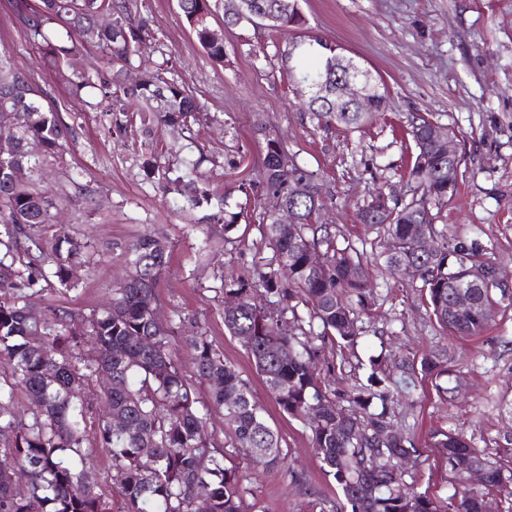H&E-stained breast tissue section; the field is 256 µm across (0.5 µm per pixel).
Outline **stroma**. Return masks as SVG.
<instances>
[{
	"label": "stroma",
	"mask_w": 512,
	"mask_h": 512,
	"mask_svg": "<svg viewBox=\"0 0 512 512\" xmlns=\"http://www.w3.org/2000/svg\"><path fill=\"white\" fill-rule=\"evenodd\" d=\"M224 2L211 0V22L224 39L225 58L217 64L198 44L176 0H138L179 77L198 90L204 105L193 139L177 128L156 131L158 165L204 150L203 179L236 209L246 204L236 185L256 177L263 135L276 134L301 164L317 172L327 223L335 225L338 237L358 244L376 232L355 223L357 204L379 187L406 193L402 174L413 151L406 125L410 114L426 113L457 134L466 171L458 194L442 209L444 223L456 236L488 246L492 260L512 271V0H300L307 31L339 45L389 91L386 122L350 132L315 127L288 90L278 52L302 32L247 22L225 26ZM2 48L19 68L34 73L76 131L63 156L42 165L37 185L54 202L57 220L43 229V237L86 242L87 261L74 270L75 289H45L35 301L36 313L65 309L78 317L101 308L129 273L127 245L147 231L162 235L171 261L158 293L174 329L177 361L191 371L184 336L198 324L248 382L281 437L284 462L266 469L235 447L221 419L207 425L225 464L244 476L247 512H336V485L321 470L308 427L281 412L243 343L224 327L223 277L272 255L262 243L261 225H240L238 242L228 243L222 225L203 222V209L186 211L181 196L163 194L142 169L139 122L111 131L109 117L70 97L26 42L8 0H0ZM78 181L93 188L94 203L78 195ZM373 278L376 301L362 319L366 340L357 348L360 359L444 349L459 372L458 378L424 382L399 398L395 429L419 442L436 427L458 430L480 449L512 438V307L499 312L482 336L463 339L436 323L421 300L419 280L378 272ZM440 385L453 387L452 399L437 394ZM407 472L418 491L438 498L452 492L446 464L431 451H423ZM90 475L107 512H124L108 452L95 450Z\"/></svg>",
	"instance_id": "obj_1"
}]
</instances>
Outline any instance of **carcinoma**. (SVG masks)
<instances>
[{
    "label": "carcinoma",
    "instance_id": "obj_1",
    "mask_svg": "<svg viewBox=\"0 0 512 512\" xmlns=\"http://www.w3.org/2000/svg\"><path fill=\"white\" fill-rule=\"evenodd\" d=\"M178 6L197 42L216 63H224V43L210 38V0H178ZM13 14L30 45L63 79L68 94L90 98L88 105L110 117L122 129L139 117L142 131L151 137L158 126L191 130L203 110L194 91L175 77L169 60L139 55L143 39H157L149 20L138 15L133 0H11ZM265 22L271 27H302L306 20L298 0H244L242 11L224 16V25ZM96 48L85 61L88 45ZM336 45L305 35L284 51L285 72L302 109L319 128L360 130L370 126L389 107L385 86L369 106H336L330 94L342 72L328 61ZM133 67L144 79L129 86L123 73ZM14 116L17 149L0 158V363L7 364L14 382L0 385V434L12 436L9 452L0 459V512H102L96 483L87 476L93 449L86 447L87 413L80 402L85 381L103 368L112 371V392L104 394L94 419L93 439L112 459V480L122 488L125 512H245L241 495L243 475L218 459L213 441L203 434L207 420L217 412L237 447L246 449L265 468L281 461V440L255 403L251 388L238 370L216 352L206 333L192 332L193 370L209 383L207 401L192 389L171 351L173 328L162 313L157 288L170 260L166 241L153 233L127 247L133 275L113 290L101 310L83 317L81 329L72 328V314L54 312L35 321L29 317L33 298L47 287H72V267L84 262L88 245L74 238L48 244L41 230L52 223L54 204L34 183H14V171L32 174L47 159L61 155L73 129L31 72L15 66L0 51V108ZM434 121L421 114L409 119L414 143L410 164L403 173L406 185L418 195L399 198L376 189L358 206L356 220L377 230L371 251L391 275L414 265L421 280V297L437 324L456 336H478L491 322L508 289L492 279L472 286V271L483 272L490 257L479 243L467 242L438 225V214L460 186L461 159H452L428 141L425 131ZM263 160L257 178L237 186L255 200L253 208L233 211L227 203L204 216L224 226V242H233L241 223L264 227V241L272 255L268 262L238 276L224 278V295L238 298L234 310L224 311V325L240 338L257 373L280 410L308 425L312 448L325 474L341 494L339 512H482L492 493L508 501L512 512V448L489 453L469 443L463 434L438 428L426 447L448 463L453 494L438 499L418 492L405 479L403 465L421 455L414 438L388 435L392 426L390 403L395 392L416 387L425 379L450 375L448 360L429 351L419 357L401 356L386 364L370 361L365 379L349 390L334 387L344 371L318 362L325 340L339 353L352 349L361 337L359 316L374 306L373 285L366 252L350 240L338 243L329 225L317 221L324 207L316 174L291 158L283 141L264 134ZM203 158L182 160V174L163 177L162 189L185 198L193 208L209 204L212 192L198 180ZM278 194L295 223L265 221L262 199ZM425 226L431 244L423 247L415 227ZM318 253L322 262H311ZM459 288L472 291L476 307L450 309ZM274 298V311L263 299ZM39 335L48 346L43 358L29 350L28 337ZM92 338L96 355L77 365L72 352L82 337ZM218 383H212V379ZM21 390L33 406L23 422L12 412L15 391ZM346 401L348 408L339 407ZM153 437L154 453L145 457L141 432ZM210 458V468L198 473V460ZM467 461L483 467V480L467 485L458 466ZM14 467L31 474L29 493L15 497L4 483Z\"/></svg>",
    "mask_w": 512,
    "mask_h": 512
}]
</instances>
